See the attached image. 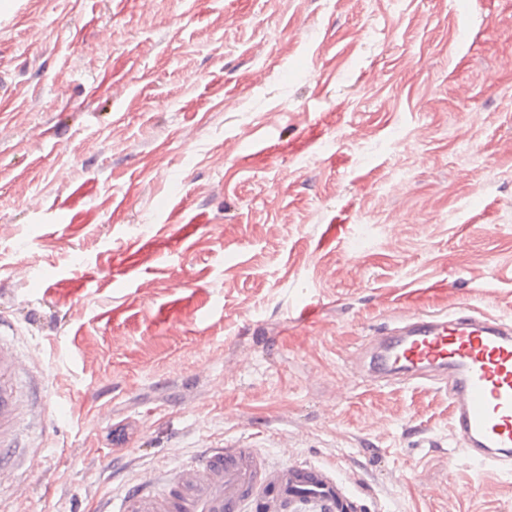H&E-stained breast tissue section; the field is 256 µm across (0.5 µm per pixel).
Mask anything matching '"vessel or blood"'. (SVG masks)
<instances>
[{
    "instance_id": "vessel-or-blood-1",
    "label": "vessel or blood",
    "mask_w": 512,
    "mask_h": 512,
    "mask_svg": "<svg viewBox=\"0 0 512 512\" xmlns=\"http://www.w3.org/2000/svg\"><path fill=\"white\" fill-rule=\"evenodd\" d=\"M15 330L0 321V473L28 468L22 434L40 381L22 360ZM364 368L374 382H433L448 390L463 454L512 472V320L459 306L405 315L372 334ZM97 512H360L359 497L327 467L270 468L246 444L197 449L187 460L127 484Z\"/></svg>"
}]
</instances>
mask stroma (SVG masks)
<instances>
[{"label": "stroma", "mask_w": 512, "mask_h": 512, "mask_svg": "<svg viewBox=\"0 0 512 512\" xmlns=\"http://www.w3.org/2000/svg\"><path fill=\"white\" fill-rule=\"evenodd\" d=\"M405 292L512 319V0H0V317L45 390L0 512L230 443L512 512L445 389L351 376Z\"/></svg>", "instance_id": "1"}]
</instances>
